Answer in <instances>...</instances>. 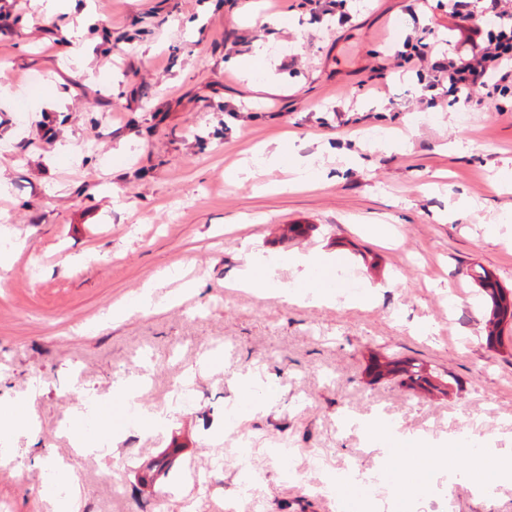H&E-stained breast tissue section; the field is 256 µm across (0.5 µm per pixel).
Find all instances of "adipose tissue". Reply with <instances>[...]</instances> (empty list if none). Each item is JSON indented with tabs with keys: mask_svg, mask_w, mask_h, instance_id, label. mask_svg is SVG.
Returning <instances> with one entry per match:
<instances>
[{
	"mask_svg": "<svg viewBox=\"0 0 512 512\" xmlns=\"http://www.w3.org/2000/svg\"><path fill=\"white\" fill-rule=\"evenodd\" d=\"M288 265L300 268L294 283L302 297L323 299L333 278L336 262L331 257L311 253L288 258ZM281 264L256 251L247 252L245 263L238 273L237 283L243 288H277L281 282L277 271ZM360 428L369 442L383 450L382 460L395 481L422 478L430 470L446 474L449 480L466 482L480 496H488L500 484L512 482V455L499 450H487L480 464L467 473L458 472L453 459L456 449L429 447L424 432L409 431L401 426L376 419H365Z\"/></svg>",
	"mask_w": 512,
	"mask_h": 512,
	"instance_id": "adipose-tissue-1",
	"label": "adipose tissue"
}]
</instances>
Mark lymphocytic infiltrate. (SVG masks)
Segmentation results:
<instances>
[{"label":"lymphocytic infiltrate","mask_w":512,"mask_h":512,"mask_svg":"<svg viewBox=\"0 0 512 512\" xmlns=\"http://www.w3.org/2000/svg\"><path fill=\"white\" fill-rule=\"evenodd\" d=\"M448 17L458 31L456 55L433 60V48L416 37L418 61L430 62L433 85L454 100L491 98L512 83V0H448Z\"/></svg>","instance_id":"1"}]
</instances>
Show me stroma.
<instances>
[{
  "label": "stroma",
  "mask_w": 512,
  "mask_h": 512,
  "mask_svg": "<svg viewBox=\"0 0 512 512\" xmlns=\"http://www.w3.org/2000/svg\"><path fill=\"white\" fill-rule=\"evenodd\" d=\"M322 7L0 0V411L34 396L38 427L7 443L9 512H53L40 490L60 460L79 512H338L325 482L382 466L355 418L512 451V323L487 345L471 278L480 265L512 289V92L434 104L397 57L415 29L453 51L448 0ZM284 132L317 171L285 193L287 166L266 160ZM241 166L254 178L230 182ZM291 224L310 230L282 238ZM248 248L337 257L362 291L233 287ZM374 354L447 370V394L375 377ZM142 377L141 407L176 380L189 405L162 430L126 427L106 458L76 453L64 427ZM175 447L155 494L136 469ZM356 512H512V483L478 497L432 471Z\"/></svg>",
  "instance_id": "stroma-1"
}]
</instances>
